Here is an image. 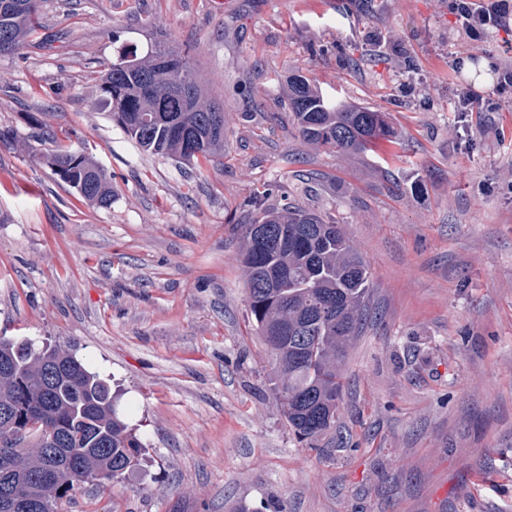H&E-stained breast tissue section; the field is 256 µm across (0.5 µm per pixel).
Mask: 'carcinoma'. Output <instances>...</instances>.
I'll return each instance as SVG.
<instances>
[{"instance_id": "obj_1", "label": "carcinoma", "mask_w": 512, "mask_h": 512, "mask_svg": "<svg viewBox=\"0 0 512 512\" xmlns=\"http://www.w3.org/2000/svg\"><path fill=\"white\" fill-rule=\"evenodd\" d=\"M43 0H0V55L19 52L40 27ZM98 79L102 100L144 151L191 162L224 155V104L208 96L189 56L158 44L144 56L120 50ZM192 95L172 91L177 68ZM288 108L304 140L363 152L396 137L388 117L331 105L308 77L286 80ZM56 175L91 205L112 203V176L81 151L49 157ZM274 244L244 226L239 262L256 332L273 339L276 395L288 427L314 448L336 428L340 365L367 320L368 266L341 225L288 203L263 214ZM110 385L61 348L0 337V512H60L86 483L105 485L136 468L144 444L115 407Z\"/></svg>"}]
</instances>
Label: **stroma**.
I'll return each instance as SVG.
<instances>
[{
  "mask_svg": "<svg viewBox=\"0 0 512 512\" xmlns=\"http://www.w3.org/2000/svg\"><path fill=\"white\" fill-rule=\"evenodd\" d=\"M160 39L223 101L222 159L144 153L102 106L93 72ZM485 59L512 65V24L472 40L449 0H43L0 56V336L108 379L146 447L62 512H512V112L453 109L492 93L464 74ZM291 70L387 113L397 143L306 142ZM60 145L113 174L111 206L54 174ZM288 202L341 224L372 286L315 448L275 398L236 260L243 225ZM454 108L457 112H498V109H502V105H499V102L484 103L482 97H477L470 92H462L457 96Z\"/></svg>",
  "mask_w": 512,
  "mask_h": 512,
  "instance_id": "1",
  "label": "stroma"
}]
</instances>
